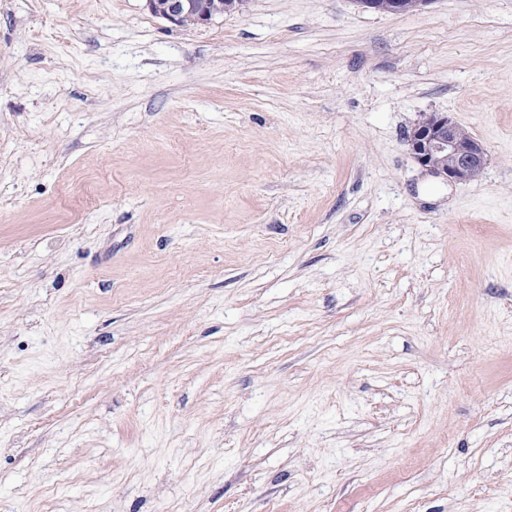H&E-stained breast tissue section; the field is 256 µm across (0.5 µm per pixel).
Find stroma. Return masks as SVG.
<instances>
[{"label":"stroma","instance_id":"stroma-1","mask_svg":"<svg viewBox=\"0 0 512 512\" xmlns=\"http://www.w3.org/2000/svg\"><path fill=\"white\" fill-rule=\"evenodd\" d=\"M0 512H512V0H0ZM209 0H147L151 12L171 23L179 26L203 25L213 18L223 14L227 7L232 5V0H227L224 5ZM360 2L365 7L375 11L403 14L419 10L430 0H361ZM464 135V136H462ZM448 117L447 114L428 113L406 134L411 153L416 161L433 174L450 183L475 180L487 162V151L482 143Z\"/></svg>","mask_w":512,"mask_h":512}]
</instances>
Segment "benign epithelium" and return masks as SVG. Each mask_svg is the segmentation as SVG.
<instances>
[{
	"mask_svg": "<svg viewBox=\"0 0 512 512\" xmlns=\"http://www.w3.org/2000/svg\"><path fill=\"white\" fill-rule=\"evenodd\" d=\"M151 12L179 26L203 25L223 14L232 0L224 4L208 0H147ZM430 0H361L375 11L403 14L420 9ZM416 161L450 183L475 180L487 162L482 143L460 134L459 126L446 114L428 113L406 134Z\"/></svg>",
	"mask_w": 512,
	"mask_h": 512,
	"instance_id": "benign-epithelium-1",
	"label": "benign epithelium"
}]
</instances>
